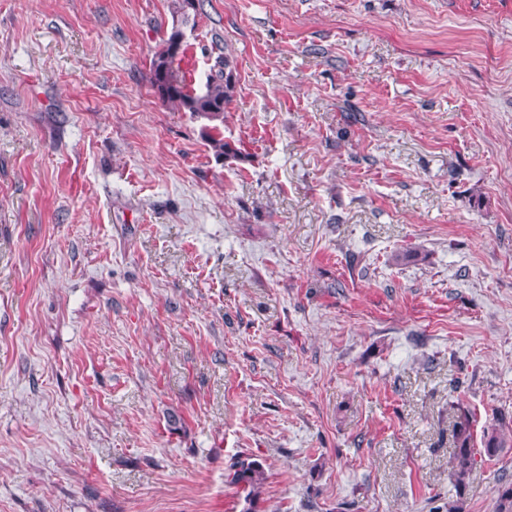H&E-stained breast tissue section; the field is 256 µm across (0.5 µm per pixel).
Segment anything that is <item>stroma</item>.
Instances as JSON below:
<instances>
[{"instance_id": "1", "label": "stroma", "mask_w": 512, "mask_h": 512, "mask_svg": "<svg viewBox=\"0 0 512 512\" xmlns=\"http://www.w3.org/2000/svg\"><path fill=\"white\" fill-rule=\"evenodd\" d=\"M173 2L0 0V512H431L512 419V0H203L221 160ZM183 39L182 31L173 27L163 41L162 50L151 61L150 82L164 102L208 121L209 124L202 128V136L211 145L216 158L224 159L233 150L228 143H224L223 138H217L212 132L224 125V109L231 101L235 88L234 75L232 70H227V58L224 56L223 61L218 56L215 65L218 69L207 77L204 90L197 91L191 82L178 74L177 61L187 52ZM454 448L450 456V479L455 491V498L444 505L445 512H463L466 491L476 465V448L473 444L470 419L463 412L452 423ZM512 431V428L510 427ZM510 430L506 426L504 418H496L483 431V453L487 457H496L501 454L504 448L512 447ZM230 482L243 493V512H260L258 502L264 480L262 464L252 458L239 459L233 466Z\"/></svg>"}]
</instances>
